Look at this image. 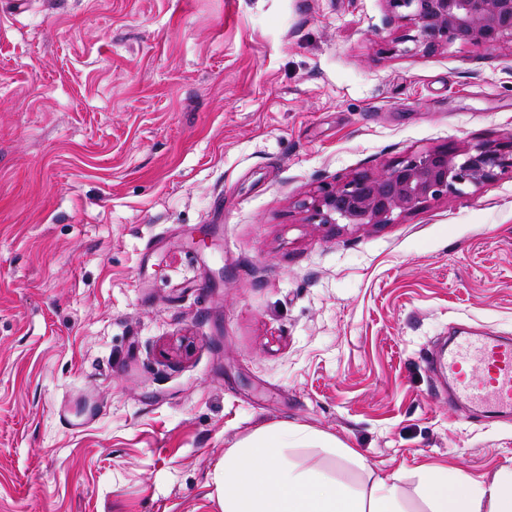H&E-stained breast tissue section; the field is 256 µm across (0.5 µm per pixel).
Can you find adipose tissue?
Returning a JSON list of instances; mask_svg holds the SVG:
<instances>
[{"mask_svg": "<svg viewBox=\"0 0 512 512\" xmlns=\"http://www.w3.org/2000/svg\"><path fill=\"white\" fill-rule=\"evenodd\" d=\"M335 446L330 435L278 425L224 453L223 512H404L396 477L369 475L358 488H336L324 474L280 461L297 444ZM421 494L428 512H512V468L458 481L425 468Z\"/></svg>", "mask_w": 512, "mask_h": 512, "instance_id": "ef3b65f1", "label": "adipose tissue"}]
</instances>
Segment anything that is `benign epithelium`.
<instances>
[{"label":"benign epithelium","mask_w":512,"mask_h":512,"mask_svg":"<svg viewBox=\"0 0 512 512\" xmlns=\"http://www.w3.org/2000/svg\"><path fill=\"white\" fill-rule=\"evenodd\" d=\"M406 39L425 52L450 44L512 45V0H386ZM512 170V140L496 146L441 145L321 186L303 203L320 224H392L431 201L460 195Z\"/></svg>","instance_id":"obj_1"}]
</instances>
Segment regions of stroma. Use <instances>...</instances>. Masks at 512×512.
<instances>
[{
    "instance_id": "1",
    "label": "stroma",
    "mask_w": 512,
    "mask_h": 512,
    "mask_svg": "<svg viewBox=\"0 0 512 512\" xmlns=\"http://www.w3.org/2000/svg\"><path fill=\"white\" fill-rule=\"evenodd\" d=\"M386 0H0V512H221L224 451L337 485L512 467L431 368L512 338V173L391 224L324 184L512 139V47L403 41Z\"/></svg>"
}]
</instances>
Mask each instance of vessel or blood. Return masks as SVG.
<instances>
[{"instance_id": "b4317fda", "label": "vessel or blood", "mask_w": 512, "mask_h": 512, "mask_svg": "<svg viewBox=\"0 0 512 512\" xmlns=\"http://www.w3.org/2000/svg\"><path fill=\"white\" fill-rule=\"evenodd\" d=\"M437 367L448 375L452 402L477 403L495 418L512 415V340L455 337Z\"/></svg>"}]
</instances>
